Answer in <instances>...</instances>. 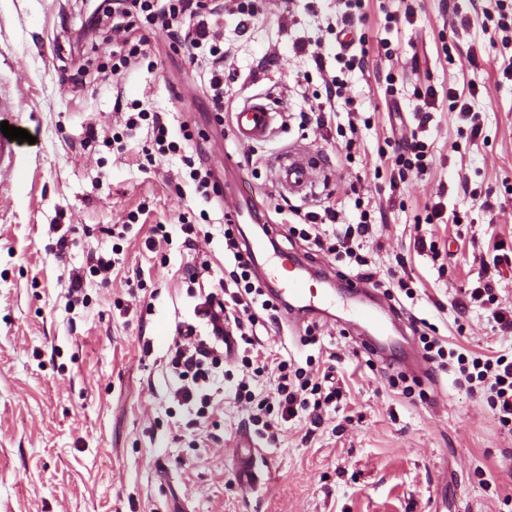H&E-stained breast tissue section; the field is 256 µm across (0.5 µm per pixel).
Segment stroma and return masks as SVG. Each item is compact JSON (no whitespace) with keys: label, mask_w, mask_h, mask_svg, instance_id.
I'll use <instances>...</instances> for the list:
<instances>
[{"label":"stroma","mask_w":512,"mask_h":512,"mask_svg":"<svg viewBox=\"0 0 512 512\" xmlns=\"http://www.w3.org/2000/svg\"><path fill=\"white\" fill-rule=\"evenodd\" d=\"M84 5L0 0V99L20 104L0 110V122L35 138L16 147L14 173L0 175V512H512V431L485 394L456 384L444 360L431 361L423 379L397 369V337L389 362L372 359L345 331V296L336 320L256 329L263 352L330 373L338 394L321 410L284 420L239 399L240 382L270 398L277 381L253 376L237 358L222 362L207 386L214 409L206 417L180 406L174 344L183 323L208 334L194 309L224 275V206L194 194L183 151H159L150 122L125 128L128 105L160 112L169 140L190 132L214 172L226 157L262 154L257 167L240 163L238 175L259 190L272 224L281 221L275 206L315 211L326 201L354 224L356 200L368 202L375 224L361 254L378 272L384 305L426 319L444 347L510 356L512 334L495 328L490 305L456 312L494 245L512 251V81L499 71L512 52L483 26L496 0H365L366 61L347 76L354 108L337 105L315 132L298 125L306 100L323 89L321 75L293 45L321 43L326 72L335 73L327 25L336 0H257L242 32L224 16L225 100L265 94L282 111L277 134L254 147L217 122L200 70L162 33L145 31L147 55L110 74V27L74 40ZM408 7L414 23L387 27L386 12ZM458 9L468 26L454 24ZM386 41L394 57L385 56ZM427 82L442 97L421 127L414 91ZM451 86L475 92L477 139L448 110ZM119 99L125 110H115ZM352 116L370 124L358 126L353 159L340 165L336 153L348 140L340 131ZM413 128L431 173L406 175L390 190L374 176L380 151ZM294 160L312 172L300 194L278 183ZM487 198L493 211L481 207ZM438 200L459 223H425L426 205ZM185 219L196 230L191 247ZM157 224L168 238H154ZM116 229L123 238H113ZM420 239L435 249L418 248ZM268 247L301 255L319 273L344 268L285 229ZM100 256L115 261L108 275L94 269ZM204 262L207 271L185 280L186 267ZM73 273L84 278L79 304L67 294ZM397 276L408 291L395 286ZM244 438L266 450L255 490L234 472L233 449Z\"/></svg>","instance_id":"obj_1"}]
</instances>
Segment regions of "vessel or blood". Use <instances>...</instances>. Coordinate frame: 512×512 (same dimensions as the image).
<instances>
[{"instance_id": "obj_1", "label": "vessel or blood", "mask_w": 512, "mask_h": 512, "mask_svg": "<svg viewBox=\"0 0 512 512\" xmlns=\"http://www.w3.org/2000/svg\"><path fill=\"white\" fill-rule=\"evenodd\" d=\"M280 115L271 98L254 96L244 101L231 114V126L237 140L259 143L269 140L275 132ZM282 180L290 188L304 189L310 183V168L307 164L294 161L284 169ZM234 219L250 224L265 223L266 218L255 196L236 193L231 207ZM245 244L256 265L261 280L268 285L269 293L276 302L283 305L289 328H297L300 316L311 312L328 317L329 308L335 302L328 289H318L305 277L301 264L291 257L265 260L266 244L262 237L246 239ZM349 293L355 295L358 304L353 311L352 326L360 332L361 341L376 352H383L397 327L395 312L372 298L369 281L350 278L345 282ZM264 450L258 444L247 443L235 448V474L240 484L249 488L258 487L260 475L256 468L258 457Z\"/></svg>"}]
</instances>
